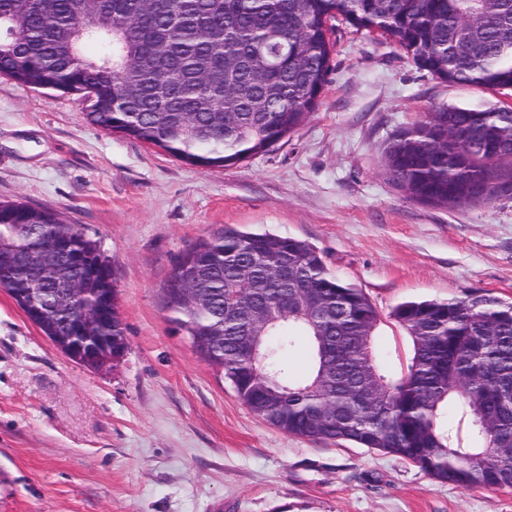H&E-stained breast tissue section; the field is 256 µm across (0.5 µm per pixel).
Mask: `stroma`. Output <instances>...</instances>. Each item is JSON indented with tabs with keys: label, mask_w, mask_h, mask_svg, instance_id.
<instances>
[{
	"label": "stroma",
	"mask_w": 512,
	"mask_h": 512,
	"mask_svg": "<svg viewBox=\"0 0 512 512\" xmlns=\"http://www.w3.org/2000/svg\"><path fill=\"white\" fill-rule=\"evenodd\" d=\"M332 25L313 115L228 167L103 130L76 94L0 77V201L52 206L98 242L128 343L110 368H85L0 288V512H512V488L464 490L265 423L164 308L178 258L227 226L316 247L376 304L398 370L410 352L398 303L512 301V202L425 205L382 168L397 130L443 106H512V89L442 81L392 42Z\"/></svg>",
	"instance_id": "obj_1"
}]
</instances>
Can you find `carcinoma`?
<instances>
[{"instance_id":"carcinoma-1","label":"carcinoma","mask_w":512,"mask_h":512,"mask_svg":"<svg viewBox=\"0 0 512 512\" xmlns=\"http://www.w3.org/2000/svg\"><path fill=\"white\" fill-rule=\"evenodd\" d=\"M93 16L123 24L87 27ZM377 30L450 83L512 88V0H0V77L80 94L90 121L204 167L268 152L313 113L331 67L328 21ZM224 84L203 92V82ZM383 169L413 201L459 209L512 202V107L448 106L397 131ZM72 228L52 207L0 202V252L40 259L46 306L72 281L87 306L112 290L103 355L127 350L117 280L97 242L76 250L98 271L46 250ZM17 305L26 280L0 268ZM274 307L276 321L264 312ZM165 308L193 351L251 413L293 436L392 454L463 489L512 485V303L485 294L405 301L391 311L410 343L397 374L380 353L377 307L331 273L310 244L224 228L175 263ZM37 327L51 342L67 316ZM305 345L308 369L288 355ZM259 344L260 355L250 350ZM469 418L472 444L448 425Z\"/></svg>"}]
</instances>
